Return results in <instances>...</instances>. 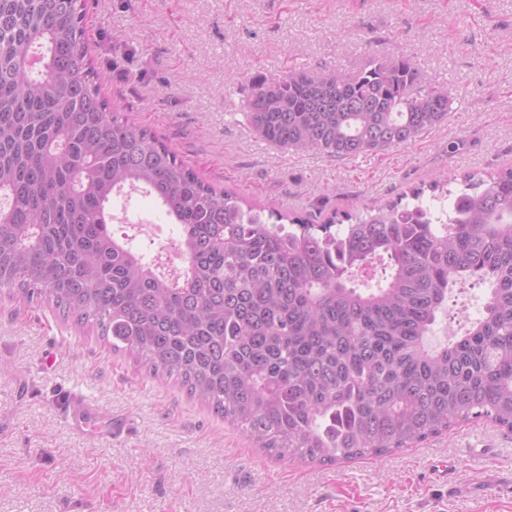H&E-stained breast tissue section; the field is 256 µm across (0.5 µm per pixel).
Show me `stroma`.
Returning a JSON list of instances; mask_svg holds the SVG:
<instances>
[{
  "label": "stroma",
  "mask_w": 512,
  "mask_h": 512,
  "mask_svg": "<svg viewBox=\"0 0 512 512\" xmlns=\"http://www.w3.org/2000/svg\"><path fill=\"white\" fill-rule=\"evenodd\" d=\"M85 25L111 108L265 217L322 224L512 165V0H87ZM401 57L454 100L409 145L345 160L280 150L243 112L256 76ZM111 227L179 266L153 198L132 194ZM76 395L124 433L100 441L94 417L74 431ZM0 512H512V432L481 420L381 458L277 460L95 327L3 292Z\"/></svg>",
  "instance_id": "35a3bbf8"
}]
</instances>
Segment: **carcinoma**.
Returning <instances> with one entry per match:
<instances>
[{
	"instance_id": "1",
	"label": "carcinoma",
	"mask_w": 512,
	"mask_h": 512,
	"mask_svg": "<svg viewBox=\"0 0 512 512\" xmlns=\"http://www.w3.org/2000/svg\"><path fill=\"white\" fill-rule=\"evenodd\" d=\"M85 16L86 0H0V291L95 326L279 459L381 457L472 420L512 432V166L430 184L444 222L416 188L320 235L267 223L110 109ZM419 78L411 57L290 70L256 79L245 108L270 145L346 159L448 119V89ZM138 192L180 226L182 271L113 236L110 207ZM376 259L360 288L352 273ZM473 278L492 285L483 315L429 348Z\"/></svg>"
}]
</instances>
